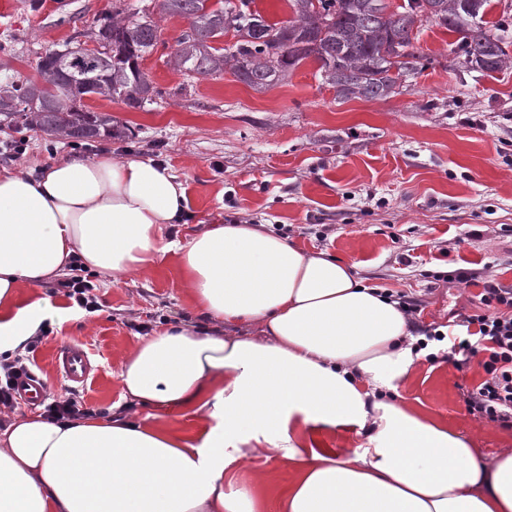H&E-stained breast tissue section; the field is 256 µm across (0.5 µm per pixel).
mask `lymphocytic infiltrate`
I'll return each mask as SVG.
<instances>
[{"label": "lymphocytic infiltrate", "instance_id": "f902f5d3", "mask_svg": "<svg viewBox=\"0 0 512 512\" xmlns=\"http://www.w3.org/2000/svg\"><path fill=\"white\" fill-rule=\"evenodd\" d=\"M426 341L446 342V360L457 369L477 364L484 377L465 390L469 412L512 428V285L488 279L483 283L477 309L457 315L446 328L417 326Z\"/></svg>", "mask_w": 512, "mask_h": 512}]
</instances>
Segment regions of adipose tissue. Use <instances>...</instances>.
<instances>
[{"label": "adipose tissue", "instance_id": "ef3b65f1", "mask_svg": "<svg viewBox=\"0 0 512 512\" xmlns=\"http://www.w3.org/2000/svg\"><path fill=\"white\" fill-rule=\"evenodd\" d=\"M187 209L182 182L150 160L102 153L36 177L0 170V356L69 319L38 290L75 261L114 281L174 252L195 314L128 353L111 414L34 412L0 428V512H512V450L487 463L401 400L422 352L385 289L262 224L164 241ZM136 406L192 413L197 430L139 424ZM319 428L359 442L342 456L312 447ZM259 458L297 466L273 507L263 473L225 478Z\"/></svg>", "mask_w": 512, "mask_h": 512}]
</instances>
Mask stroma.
<instances>
[{
	"label": "stroma",
	"instance_id": "35a3bbf8",
	"mask_svg": "<svg viewBox=\"0 0 512 512\" xmlns=\"http://www.w3.org/2000/svg\"><path fill=\"white\" fill-rule=\"evenodd\" d=\"M0 0V83L43 81L39 56L61 48L76 32L111 15L113 6L139 0ZM163 45L140 68L162 92L152 109L131 108L91 95L85 107L126 123L121 140L87 142L80 149L37 129L0 131L26 151L12 169L38 172L65 159L100 152L150 159L168 167L186 188V223L165 226L167 238L197 235L229 220L269 225L301 249L328 252L353 266L364 284L405 293L422 303L421 321L447 323L477 304L482 283L448 284L455 268L512 284V67L461 71L451 51L456 33L434 22L419 28L417 46L429 60L413 86L384 100L339 101L306 59L276 86L257 91L223 73L187 84L167 65L182 17L154 9ZM98 308L74 306L58 281L42 295L72 309V320L48 325L29 352V367L50 398L78 391L86 410L111 411L121 400L119 372L139 343V325L188 317L179 257L161 255L147 275L105 285L94 279ZM78 344L93 370L73 386L53 357ZM481 377L477 365L460 370L420 359L399 393L405 403L443 421L493 461L512 448V429L470 413L464 388ZM267 476L266 498L276 503L296 477L285 460H257ZM253 470H241L238 483Z\"/></svg>",
	"mask_w": 512,
	"mask_h": 512
}]
</instances>
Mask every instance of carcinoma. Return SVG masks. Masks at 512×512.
<instances>
[{"label": "carcinoma", "mask_w": 512, "mask_h": 512, "mask_svg": "<svg viewBox=\"0 0 512 512\" xmlns=\"http://www.w3.org/2000/svg\"><path fill=\"white\" fill-rule=\"evenodd\" d=\"M251 2L161 0L162 11L189 21L167 63L194 78L229 70L246 85L266 90L313 57L336 99H384L412 86L425 67L415 30L427 20L459 35L454 52L469 71H497L512 62L506 51L512 25L484 20L488 0H404L392 13L387 0H291L294 19L285 25L267 22ZM230 29L237 41L213 46ZM77 36L101 47L98 57L83 63L84 74L73 80L67 70L54 73L47 81L55 91L29 79L0 84V128H35L62 141L122 138L123 123L83 107L82 99L94 94L143 108L161 96L138 65L165 44L150 6L129 14L117 8Z\"/></svg>", "instance_id": "1"}]
</instances>
